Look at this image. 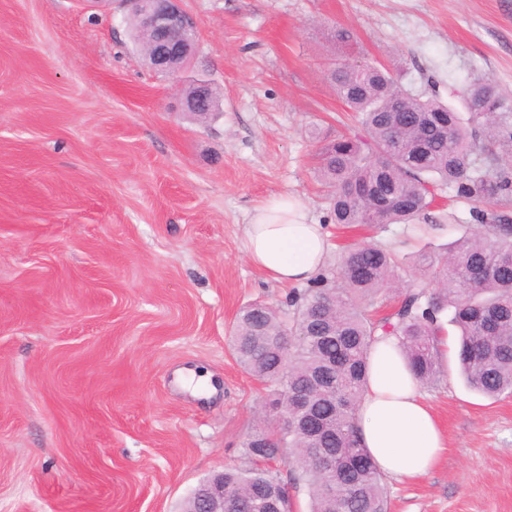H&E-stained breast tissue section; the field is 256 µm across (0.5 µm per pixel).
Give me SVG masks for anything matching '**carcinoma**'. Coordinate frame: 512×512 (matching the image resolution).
<instances>
[{
	"instance_id": "1",
	"label": "carcinoma",
	"mask_w": 512,
	"mask_h": 512,
	"mask_svg": "<svg viewBox=\"0 0 512 512\" xmlns=\"http://www.w3.org/2000/svg\"><path fill=\"white\" fill-rule=\"evenodd\" d=\"M332 79L364 134H340L315 149V172L328 189L326 222L443 231L460 225L453 213H433L436 190L446 188L472 205L480 230L464 225L443 254L416 252L420 276L385 316L375 304L395 287L400 261L379 242L346 248L337 267L289 298L288 315L263 303L240 312L233 350L273 387L270 405L288 415V431L274 424L256 431L245 444L254 466L212 477L224 479L225 512H292L285 484L258 465L283 447L310 512H388L384 477L354 423L367 351L379 335L396 337L418 383L434 386L445 377L439 337L450 324L459 330L466 385L488 398L512 394V99L480 78L461 90L457 107L435 90L405 88L382 64L348 63ZM303 390L306 408L292 398ZM261 438L270 447H255ZM316 443L333 467L311 453Z\"/></svg>"
}]
</instances>
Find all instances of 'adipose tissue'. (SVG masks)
<instances>
[{"label":"adipose tissue","mask_w":512,"mask_h":512,"mask_svg":"<svg viewBox=\"0 0 512 512\" xmlns=\"http://www.w3.org/2000/svg\"><path fill=\"white\" fill-rule=\"evenodd\" d=\"M245 239L251 263L284 284L315 277L330 248L323 225L313 223L305 206L288 196L256 207ZM355 423L377 469L388 476L419 478L444 451L445 435L395 338L377 340L368 351Z\"/></svg>","instance_id":"obj_1"}]
</instances>
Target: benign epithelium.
Wrapping results in <instances>:
<instances>
[{"instance_id":"benign-epithelium-1","label":"benign epithelium","mask_w":512,"mask_h":512,"mask_svg":"<svg viewBox=\"0 0 512 512\" xmlns=\"http://www.w3.org/2000/svg\"><path fill=\"white\" fill-rule=\"evenodd\" d=\"M141 25L152 32L153 39L145 49V62L155 73L175 76L193 55L195 39L189 36L198 29L196 18L186 11L181 0H128ZM187 112L207 107V90L201 86L191 96L183 97ZM193 512H224V482L195 494Z\"/></svg>"}]
</instances>
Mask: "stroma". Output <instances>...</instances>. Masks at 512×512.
Instances as JSON below:
<instances>
[{"label": "stroma", "mask_w": 512, "mask_h": 512, "mask_svg": "<svg viewBox=\"0 0 512 512\" xmlns=\"http://www.w3.org/2000/svg\"><path fill=\"white\" fill-rule=\"evenodd\" d=\"M197 53L151 73L122 0H0V512H183L269 417L236 361L240 309L293 288L249 263L271 198L325 224L327 267L387 231L326 224L316 137L358 124L330 79L378 60L417 90L486 77L512 95V0H184ZM341 28L357 41L334 42ZM218 114L181 109L194 80ZM420 392L447 440L437 467L386 478L390 512H512V395L480 397L454 358ZM209 372L206 392L179 379Z\"/></svg>", "instance_id": "35a3bbf8"}]
</instances>
